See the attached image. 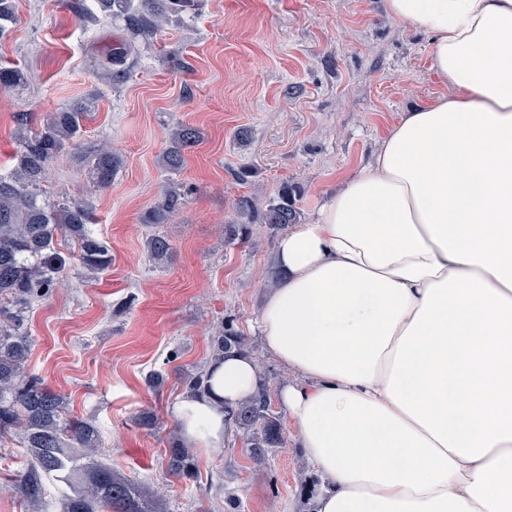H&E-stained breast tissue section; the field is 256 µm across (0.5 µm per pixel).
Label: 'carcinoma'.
Here are the masks:
<instances>
[{"mask_svg": "<svg viewBox=\"0 0 512 512\" xmlns=\"http://www.w3.org/2000/svg\"><path fill=\"white\" fill-rule=\"evenodd\" d=\"M97 11H86L79 20L96 23L103 16L118 23L130 38L106 55L104 67L112 81L126 78V56L135 43L146 40L164 24L182 22L199 12L202 0H95ZM15 22L14 0H0V34ZM16 66H0V91L8 93L23 83ZM91 107L79 103L55 112L32 127L27 118L18 121L17 163L10 175H0V438L19 437L29 461L12 489L27 504L47 512L46 481L65 484L69 492L60 499V512H162L161 499L150 489L116 474L100 458L99 432L90 419H73L68 399L45 385L28 370L32 339L26 315L34 300L45 296L73 262L97 274L109 268L110 247L91 231L94 220L89 199L61 197L49 205L41 200L42 182L51 161L72 145L91 118ZM199 138V131L179 124L170 147L159 164L177 172L183 151ZM121 166V159L107 145L88 161L87 178L96 190L107 187ZM299 187L281 182L263 208L249 197L236 204V214L224 225L229 242L249 239L251 225L283 229L297 224ZM184 193L176 183L163 187L158 200L141 217L145 224H162L183 204ZM146 247L156 264L172 255L170 241L161 235L147 239ZM236 352L250 355L251 343L229 321L213 336L214 356ZM193 395L205 394V373H189L183 381ZM269 404V387L261 385L251 397L225 410L230 431L244 440L256 466L266 462L268 449L284 445L282 428ZM194 459L176 437L168 448V471L178 478H192Z\"/></svg>", "mask_w": 512, "mask_h": 512, "instance_id": "cac0c4a2", "label": "carcinoma"}]
</instances>
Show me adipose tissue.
I'll return each mask as SVG.
<instances>
[{"label": "adipose tissue", "mask_w": 512, "mask_h": 512, "mask_svg": "<svg viewBox=\"0 0 512 512\" xmlns=\"http://www.w3.org/2000/svg\"><path fill=\"white\" fill-rule=\"evenodd\" d=\"M443 93L278 240L257 314L319 479L310 512H512V0H386ZM262 379L212 362L171 406L220 448Z\"/></svg>", "instance_id": "1"}]
</instances>
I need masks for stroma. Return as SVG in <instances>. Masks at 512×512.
Masks as SVG:
<instances>
[{
  "label": "stroma",
  "instance_id": "35a3bbf8",
  "mask_svg": "<svg viewBox=\"0 0 512 512\" xmlns=\"http://www.w3.org/2000/svg\"><path fill=\"white\" fill-rule=\"evenodd\" d=\"M94 0H15L16 24L0 37V64L19 66L24 84L0 93V174L16 164L20 116L32 123L84 100L95 114L81 138L55 159L44 190L90 198L94 234L112 249L104 272L68 268L60 286L27 314L29 369L93 419L101 454L114 471L163 488L167 512H308L309 472L295 429L274 405L285 443L267 467L250 461L240 438L194 449L196 476L167 470L169 408L184 393L182 373L208 369L213 333L232 321L249 337L271 390L288 373L263 349L255 318L275 276L278 232L257 224L249 241L224 240L240 197L265 205L283 180L299 183L309 221L342 183L362 171L402 112L441 93L430 67V37L389 17L384 0H203L198 16L169 24L128 56L113 83L100 66L126 35L104 18L83 26L77 9ZM199 129L198 143L171 173L158 160L177 124ZM247 142H239V131ZM120 155L111 184L87 195L85 159L101 143ZM253 171L248 182L235 171ZM185 190L167 223L142 214L169 182ZM159 234L173 247L162 267L144 242ZM166 376L148 386L153 372ZM151 411L155 430L137 417ZM18 442L0 441V512H31L10 488L22 468Z\"/></svg>",
  "mask_w": 512,
  "mask_h": 512
}]
</instances>
